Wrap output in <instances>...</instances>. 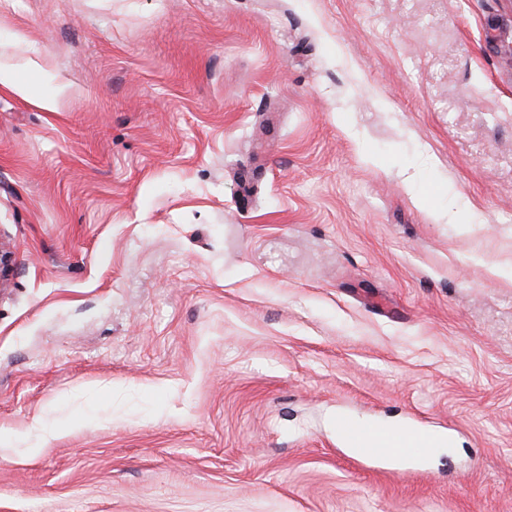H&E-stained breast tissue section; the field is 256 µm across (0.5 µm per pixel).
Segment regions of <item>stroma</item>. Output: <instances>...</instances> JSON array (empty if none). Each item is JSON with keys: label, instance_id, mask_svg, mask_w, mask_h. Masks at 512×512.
Segmentation results:
<instances>
[{"label": "stroma", "instance_id": "35a3bbf8", "mask_svg": "<svg viewBox=\"0 0 512 512\" xmlns=\"http://www.w3.org/2000/svg\"><path fill=\"white\" fill-rule=\"evenodd\" d=\"M20 54L0 512H512V0H0ZM26 74H37L40 79H48L54 82L55 90L50 96L40 97L36 94ZM0 87L10 90L17 97L30 101L45 112L58 110L60 101L71 94V85L65 81H59L55 75L43 69L40 64L32 59L24 61H12L0 59ZM339 436L355 451L362 452L358 447L366 448L369 456H418L423 448H435L433 437L426 431L416 428L388 430L372 423L359 426L351 419L345 421Z\"/></svg>", "mask_w": 512, "mask_h": 512}]
</instances>
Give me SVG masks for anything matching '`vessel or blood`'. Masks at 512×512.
<instances>
[{
    "label": "vessel or blood",
    "mask_w": 512,
    "mask_h": 512,
    "mask_svg": "<svg viewBox=\"0 0 512 512\" xmlns=\"http://www.w3.org/2000/svg\"><path fill=\"white\" fill-rule=\"evenodd\" d=\"M339 436L352 447L365 448L370 456H417L433 445L432 436L420 429L388 430L372 423L361 426L351 419L345 421Z\"/></svg>",
    "instance_id": "1"
}]
</instances>
